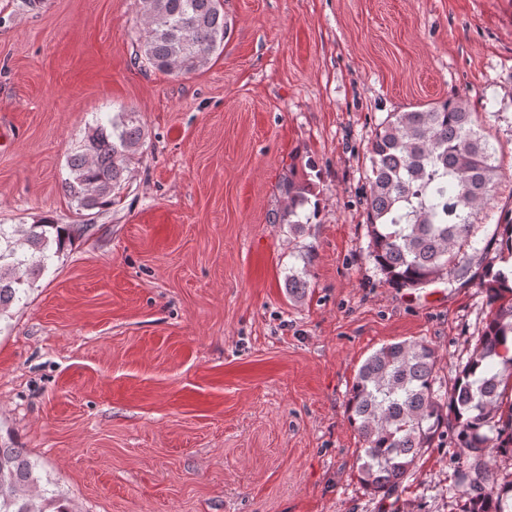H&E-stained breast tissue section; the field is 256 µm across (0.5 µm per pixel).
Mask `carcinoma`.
<instances>
[{"mask_svg":"<svg viewBox=\"0 0 512 512\" xmlns=\"http://www.w3.org/2000/svg\"><path fill=\"white\" fill-rule=\"evenodd\" d=\"M143 28L134 60L159 70L191 73L224 44L230 24L222 0H140ZM132 114L114 112L88 128L68 157L64 191L77 211L112 205L128 159L143 145ZM502 170L501 149L468 103L454 97L390 112L370 147L367 227L370 257L395 288L417 289L457 275L480 255V284L491 310L474 350L450 387L436 386L437 356L428 344L400 341L359 367L347 419L363 441L356 457L363 485L392 491L417 460L447 434L467 450L457 467L458 512H512V473L497 478L490 459L512 461V267L502 254L476 247L481 214ZM308 188L288 182V224L304 229L299 209ZM85 224H0V312L29 289ZM493 236L512 251V209ZM37 463L21 448H0V512H71L51 483L39 486Z\"/></svg>","mask_w":512,"mask_h":512,"instance_id":"obj_1","label":"carcinoma"}]
</instances>
